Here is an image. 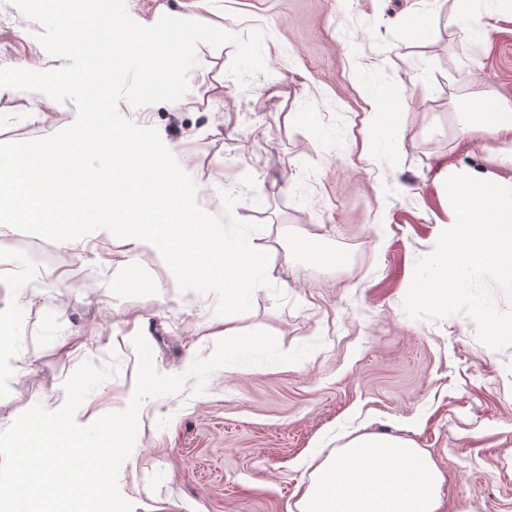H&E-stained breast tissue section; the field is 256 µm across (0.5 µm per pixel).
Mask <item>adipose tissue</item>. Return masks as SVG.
<instances>
[{
    "instance_id": "obj_1",
    "label": "adipose tissue",
    "mask_w": 512,
    "mask_h": 512,
    "mask_svg": "<svg viewBox=\"0 0 512 512\" xmlns=\"http://www.w3.org/2000/svg\"><path fill=\"white\" fill-rule=\"evenodd\" d=\"M502 100L484 102L479 125L460 131L462 141L512 144V114ZM442 473L409 441L357 436L325 461L295 503L296 512H440Z\"/></svg>"
}]
</instances>
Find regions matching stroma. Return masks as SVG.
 I'll list each match as a JSON object with an SVG mask.
<instances>
[{"instance_id":"obj_1","label":"stroma","mask_w":512,"mask_h":512,"mask_svg":"<svg viewBox=\"0 0 512 512\" xmlns=\"http://www.w3.org/2000/svg\"><path fill=\"white\" fill-rule=\"evenodd\" d=\"M454 0H214L213 25L239 37L261 29L264 74L241 87L227 70L235 47L197 48L188 74L192 108L156 103L120 113L156 129L177 161L218 173L201 206L239 194L235 216L256 222L251 245L269 253V278L231 333L266 330L282 349L319 341L305 360L227 366L204 393L185 385L147 400L118 488L135 512H289L310 475L351 438L409 440L442 472V512H512V347L480 342L462 315L417 321L403 310L417 259L447 229L444 182L477 173L512 179L504 145L459 143L484 98L512 102V0L452 26ZM143 26L189 19L191 0H126ZM0 60L29 52L19 31L41 27L0 0ZM471 57L470 71L460 60ZM36 97L0 99V143L51 136L59 115L28 119ZM95 254L51 243L56 274L40 291L0 284V314L20 329L0 354V431L34 405L65 402L63 384L84 361L116 359L117 374L78 408L86 426L123 410L137 358L126 335L141 321L156 369L185 372L209 356L215 295L181 292L162 256L139 263L156 295L120 298L109 287L125 266L105 230ZM348 256L321 262L318 252Z\"/></svg>"}]
</instances>
